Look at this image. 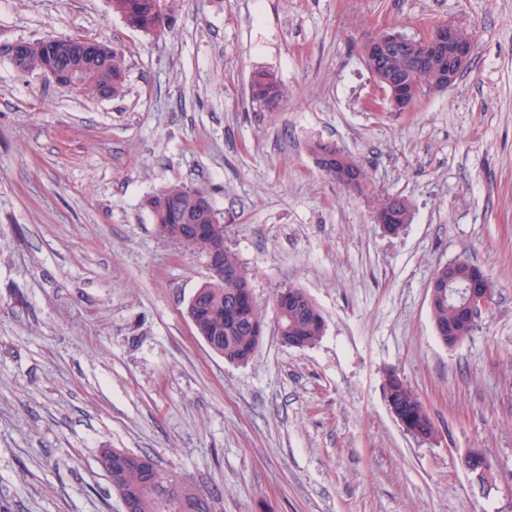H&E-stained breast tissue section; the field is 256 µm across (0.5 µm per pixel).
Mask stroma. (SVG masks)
<instances>
[{
    "label": "stroma",
    "mask_w": 512,
    "mask_h": 512,
    "mask_svg": "<svg viewBox=\"0 0 512 512\" xmlns=\"http://www.w3.org/2000/svg\"><path fill=\"white\" fill-rule=\"evenodd\" d=\"M438 22L471 33L469 69L390 111L362 43ZM74 32L125 51L122 95L4 53ZM258 71L288 90L275 110L248 97ZM319 140L362 163L365 194L323 175ZM166 184L208 189L264 314L305 290L315 345L207 348L186 313L205 260L146 205ZM392 195L397 236L374 221ZM459 258L496 293L448 348L428 285ZM392 372L431 440L391 413ZM104 448L151 453L213 512H512V0H177L160 39L109 0H0V512H120ZM376 213L382 217L383 224L380 225L391 235H399L406 224H410L412 221L410 207L399 197H387Z\"/></svg>",
    "instance_id": "35a3bbf8"
}]
</instances>
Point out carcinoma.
Here are the masks:
<instances>
[{
	"label": "carcinoma",
	"mask_w": 512,
	"mask_h": 512,
	"mask_svg": "<svg viewBox=\"0 0 512 512\" xmlns=\"http://www.w3.org/2000/svg\"><path fill=\"white\" fill-rule=\"evenodd\" d=\"M155 0H110L112 13L121 17L128 26L149 36L161 38L170 31L176 0H167L165 10L154 8ZM71 45H49L36 41L30 47L24 62V71L43 72L48 68H66L72 62ZM76 92L98 94L104 90L116 96L123 92L125 53L105 58L98 65H81L74 72ZM400 82L406 87L405 107L410 108L426 92L432 91V78L415 69L413 62L404 61L399 67ZM252 101L274 110L288 96L276 77L259 72L249 85ZM317 166L328 177L343 187L361 192L366 188V173L351 155L331 143L315 142L310 146ZM200 187L165 186L147 201L156 231L160 237L175 241L206 255L217 248L224 249V281L213 278L199 287V294L187 311L193 315L194 329L202 340L220 338L218 355L224 360L244 364L255 354L265 334L264 318L252 297V273L238 257L224 247V225L213 224L218 213L205 203ZM377 213L381 215L383 229L400 234L412 221L408 204L399 197H388ZM432 324L440 328L455 327V342L460 344L472 336L476 321L460 319V301L438 296L430 303ZM273 323L286 330L294 349H305L316 344L324 334L325 319L320 309L301 288L277 290L273 299ZM387 392L393 401L412 412L413 420L421 429H430L433 422L421 401L404 382H387ZM197 488L189 481L167 469L149 487L138 489L135 512H212V501L198 508Z\"/></svg>",
	"instance_id": "obj_1"
}]
</instances>
